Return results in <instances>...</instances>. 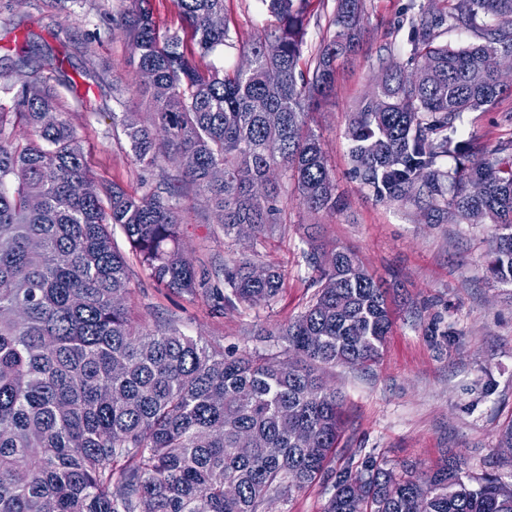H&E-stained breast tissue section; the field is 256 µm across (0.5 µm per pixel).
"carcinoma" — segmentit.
<instances>
[{
    "label": "carcinoma",
    "mask_w": 512,
    "mask_h": 512,
    "mask_svg": "<svg viewBox=\"0 0 512 512\" xmlns=\"http://www.w3.org/2000/svg\"><path fill=\"white\" fill-rule=\"evenodd\" d=\"M174 2L193 50L159 28L150 0H121L116 26L137 75L150 74L140 83L148 112L134 122L112 113L136 163L148 171L168 160L174 178L133 192L96 184L35 72L0 105V512H42L48 502L54 512H257L317 480L332 481L324 512H512V483L473 485L454 458L416 476L368 456L330 479L345 421L320 370L376 363L392 326L387 289L349 248L311 244L313 298L294 321L259 332L285 344L286 361L212 350L173 325L133 324L114 229L158 286L194 293L178 222L185 189L214 214L210 233L236 237L246 224L257 245L276 227L274 168L307 209L336 210L335 179L306 118L365 29L364 0H334V32L304 68L310 0H259L277 24L242 46L249 69L228 72L224 0ZM408 24L410 66L387 67L354 113V171L383 202L423 205L428 223L436 211L450 224L490 221L488 271L512 284V143L440 169L462 155L460 116L512 91L486 66L500 55L512 64V0H454L448 15L422 11ZM445 24L477 31L481 43H436ZM197 54L212 58L207 70ZM256 256L224 262L220 299L258 306L280 294L285 271ZM248 438L252 452L237 453Z\"/></svg>",
    "instance_id": "cac0c4a2"
}]
</instances>
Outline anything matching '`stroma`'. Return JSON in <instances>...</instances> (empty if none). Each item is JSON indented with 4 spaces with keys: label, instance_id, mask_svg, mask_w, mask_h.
Instances as JSON below:
<instances>
[{
    "label": "stroma",
    "instance_id": "obj_1",
    "mask_svg": "<svg viewBox=\"0 0 512 512\" xmlns=\"http://www.w3.org/2000/svg\"><path fill=\"white\" fill-rule=\"evenodd\" d=\"M120 0H0V99L38 73L58 96L98 183L139 188L176 169L150 171L134 161L113 111L140 114L146 97L130 63L129 41L115 19ZM449 0H365L366 29L359 50L338 62L332 94L310 112L335 175L341 207L304 208L293 183H285L281 227L266 239L259 258L287 274L280 295L254 307L215 308L224 261L251 253L245 240L213 238L190 200L180 211L184 247L205 284L195 294L156 287L138 262H130L132 317L144 326L174 323L209 346L260 353L282 361L284 345L259 342L255 332L294 320L316 288L304 253L309 234L326 248H349L390 290L392 327L380 360L371 367L339 364L325 377L343 396L347 424L331 469L357 468L372 455L394 471L436 466L444 455L460 457L475 479L512 473V454L498 433L512 424V285L488 272L492 229L487 224H428L416 206L376 199L353 174L348 129L353 112L383 66L405 62L411 50L407 16L447 12ZM241 42L275 22L257 12L255 0H224ZM459 140L472 156L512 142V94L494 105L463 113ZM332 492L316 482L259 512H323Z\"/></svg>",
    "mask_w": 512,
    "mask_h": 512
}]
</instances>
